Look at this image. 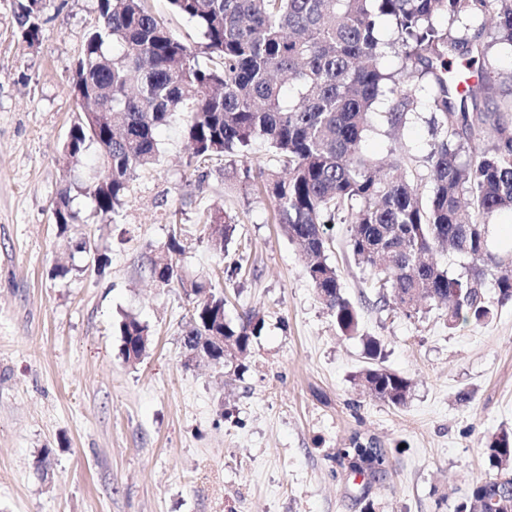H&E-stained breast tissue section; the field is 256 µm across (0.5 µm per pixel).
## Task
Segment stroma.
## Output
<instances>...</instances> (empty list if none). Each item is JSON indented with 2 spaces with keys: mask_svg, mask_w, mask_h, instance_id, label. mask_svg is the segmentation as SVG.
Masks as SVG:
<instances>
[{
  "mask_svg": "<svg viewBox=\"0 0 512 512\" xmlns=\"http://www.w3.org/2000/svg\"><path fill=\"white\" fill-rule=\"evenodd\" d=\"M16 4L0 0V512H454L488 475L484 438L512 428V305L453 328L437 307L406 316L379 302L338 222L326 257L360 312L358 333L340 335L273 201L244 178L276 167L272 150L256 141L199 181L176 123L158 136L161 165L139 171L115 223H100L90 169L68 173L62 161L98 0H46L35 45L21 37ZM437 26L481 47L496 102L511 103L512 46L489 16ZM378 109L365 154H406L409 176L424 181L441 137L432 112L394 132L387 103ZM67 182L84 221L62 234L53 203ZM215 206L237 224L221 252L200 222ZM176 224L185 277L223 293L228 319L255 311L264 321L238 374L183 364L196 299L156 286L148 270ZM85 239L108 255L104 272L78 251ZM125 313L151 330L136 363L120 352ZM368 336L383 365L411 379L405 406L356 385ZM356 439L382 449V471L358 474L339 458Z\"/></svg>",
  "mask_w": 512,
  "mask_h": 512,
  "instance_id": "35a3bbf8",
  "label": "stroma"
}]
</instances>
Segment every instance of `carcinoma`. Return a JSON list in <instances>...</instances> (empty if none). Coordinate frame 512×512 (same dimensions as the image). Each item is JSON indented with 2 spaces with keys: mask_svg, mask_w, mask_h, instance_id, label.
<instances>
[{
  "mask_svg": "<svg viewBox=\"0 0 512 512\" xmlns=\"http://www.w3.org/2000/svg\"><path fill=\"white\" fill-rule=\"evenodd\" d=\"M41 0H18L22 37L39 41ZM170 10L193 23L197 45L176 38L149 0H98V22L87 35L72 78L80 102L63 144L70 169L93 163L87 192L101 223L111 224L137 171L160 161L158 132L182 123L191 146L187 166L198 171L214 160L246 153L264 141L281 171H246L254 191L274 200L276 223L308 259L306 274L344 336L358 332L357 307L342 293L327 262L325 225L336 217L350 225L347 246L355 260L407 316L424 304L448 311V327L487 321L493 305L512 304V251L501 253L490 223L512 211V106L489 105L492 77L458 92L448 61L465 49L436 17L494 13L500 39L512 45V0H167ZM393 22L404 60L429 76L427 106L443 138L429 156L428 189L407 177L398 156L384 168L366 158L362 141L378 101L395 97L383 113L392 128L419 112L421 101L407 80L379 65L384 43L381 18ZM215 61L208 66L199 56ZM60 233L82 223L71 189L57 195ZM212 246L223 249L236 225L224 211L202 216ZM466 258L471 271L454 274L436 254ZM151 277L163 286L184 285L176 262L151 259ZM492 278L496 303L485 298ZM208 295L183 327V344L199 336L226 339L218 355L233 366L260 334L263 320L248 315L217 322L224 294L191 284ZM121 351L130 360V336H151L149 325L127 314L118 322ZM369 365L359 372L367 394L394 407L406 405L410 380L380 364L381 343L366 340ZM481 453L490 470L455 512H512V429L491 434ZM351 468L383 465L378 448L358 446Z\"/></svg>",
  "mask_w": 512,
  "mask_h": 512,
  "instance_id": "carcinoma-1",
  "label": "carcinoma"
}]
</instances>
